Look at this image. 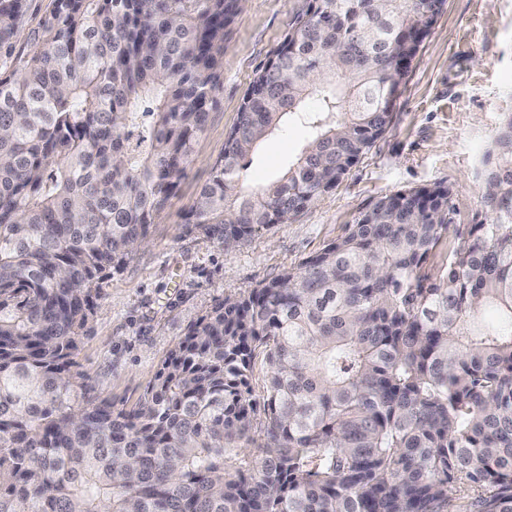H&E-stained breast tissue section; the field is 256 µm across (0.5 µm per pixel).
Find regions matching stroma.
Here are the masks:
<instances>
[{"instance_id": "stroma-1", "label": "stroma", "mask_w": 512, "mask_h": 512, "mask_svg": "<svg viewBox=\"0 0 512 512\" xmlns=\"http://www.w3.org/2000/svg\"><path fill=\"white\" fill-rule=\"evenodd\" d=\"M304 5L244 0L225 36L219 105L176 196L152 224L148 244L101 285L75 370L113 411L138 403L175 343L217 303L300 265L377 198L444 182L452 189L455 223H471L483 209L482 156L503 113L512 112V0H447L412 63L390 129L336 191L229 252L187 231L184 216L224 152L250 82ZM309 136L302 119H285L248 156L247 184L258 188L276 180Z\"/></svg>"}]
</instances>
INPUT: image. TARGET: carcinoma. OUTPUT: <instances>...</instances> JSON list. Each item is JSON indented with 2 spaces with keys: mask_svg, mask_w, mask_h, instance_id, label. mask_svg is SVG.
Instances as JSON below:
<instances>
[{
  "mask_svg": "<svg viewBox=\"0 0 512 512\" xmlns=\"http://www.w3.org/2000/svg\"><path fill=\"white\" fill-rule=\"evenodd\" d=\"M445 4L307 0L187 224L229 250L335 189ZM241 7L54 0L24 54L29 0H0V512H512V113L454 241L447 184L381 196L192 324L131 410L72 372L100 281L193 160ZM317 92L301 155L245 189V158Z\"/></svg>",
  "mask_w": 512,
  "mask_h": 512,
  "instance_id": "cac0c4a2",
  "label": "carcinoma"
}]
</instances>
